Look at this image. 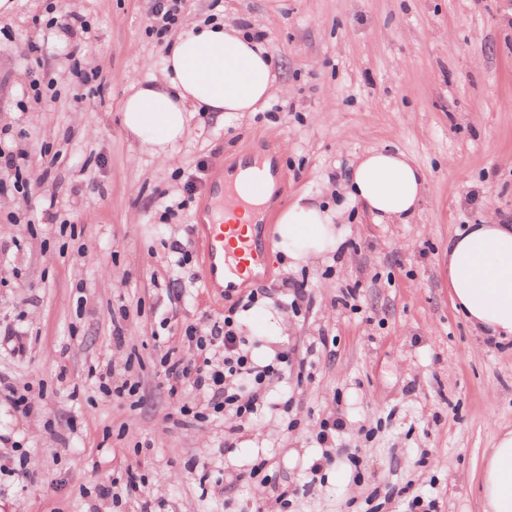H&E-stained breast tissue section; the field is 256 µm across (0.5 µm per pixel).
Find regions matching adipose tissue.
I'll list each match as a JSON object with an SVG mask.
<instances>
[{
    "label": "adipose tissue",
    "mask_w": 512,
    "mask_h": 512,
    "mask_svg": "<svg viewBox=\"0 0 512 512\" xmlns=\"http://www.w3.org/2000/svg\"><path fill=\"white\" fill-rule=\"evenodd\" d=\"M276 84L272 56L260 42L218 21L179 31L164 59L163 76L132 84L120 108L129 137L160 161L172 158L192 113L216 117L258 111ZM349 195L377 221L405 219L418 207L425 175L404 153L371 149L357 158ZM341 210L298 197L278 217L277 234L297 262L339 249ZM452 304L479 334L512 338V225L470 224L448 240ZM482 512H512V430L499 432L474 473Z\"/></svg>",
    "instance_id": "adipose-tissue-1"
}]
</instances>
